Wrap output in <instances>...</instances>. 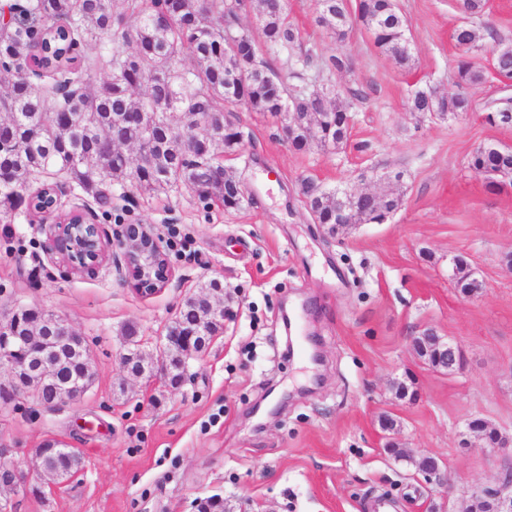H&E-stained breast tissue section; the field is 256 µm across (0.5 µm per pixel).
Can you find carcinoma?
<instances>
[{
    "mask_svg": "<svg viewBox=\"0 0 512 512\" xmlns=\"http://www.w3.org/2000/svg\"><path fill=\"white\" fill-rule=\"evenodd\" d=\"M133 0L132 17L116 13L112 0H25L18 20L0 25V66L9 76L8 89L0 92V212L8 215L25 200L37 174L66 176L70 185L107 206L113 183L147 192L191 186L198 199L227 209L242 205L246 195L233 174L215 176L224 154L235 153L241 134L234 124L224 125L225 103L247 101L246 110L288 120L295 114L299 125L294 148L310 146V121L319 120L317 146L339 150L347 140L338 126L351 116L350 104L336 85L300 87L288 91L285 78L269 67L263 54H294L301 44L298 28L288 16L285 0H258L256 14L263 40L243 27L241 19L250 5L226 7V0ZM317 22L342 16L330 29L336 38V55L328 69L345 66L342 52L357 25L371 35L374 45L400 64L411 54L404 44L409 22L396 0H356L348 11L345 0H317ZM168 14L165 23L160 16ZM111 40L93 56H74L79 46ZM462 49L457 65L461 84H476L484 73L470 53L484 39L468 23L451 33ZM132 41L133 53L122 45ZM192 59V67L182 65ZM494 69L512 79V44H498ZM110 73L99 80L97 74ZM245 72L246 81L235 84L229 72ZM146 88L143 98L135 96ZM411 112L469 110V100L451 95L437 103L429 92L418 91L408 104ZM156 117L152 131L138 118ZM304 194L312 214L321 224L336 223L335 194L309 185ZM200 291L182 304L172 326L195 325L200 335L214 336L224 329V313H211L212 295L221 284L199 285ZM62 384L50 385L77 398L75 382L84 376L78 355L67 353L58 363Z\"/></svg>",
    "mask_w": 512,
    "mask_h": 512,
    "instance_id": "carcinoma-1",
    "label": "carcinoma"
}]
</instances>
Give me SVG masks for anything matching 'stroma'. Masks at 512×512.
I'll return each instance as SVG.
<instances>
[{
	"label": "stroma",
	"mask_w": 512,
	"mask_h": 512,
	"mask_svg": "<svg viewBox=\"0 0 512 512\" xmlns=\"http://www.w3.org/2000/svg\"><path fill=\"white\" fill-rule=\"evenodd\" d=\"M397 4L409 20L407 64L359 26L345 45L348 67L315 73L351 104L343 149L295 150L280 119L235 109L226 118L241 143L224 166L246 191L240 208L204 206L183 188L113 186L97 221L109 232L153 226L174 272L161 292H133L113 249L95 273L71 272L27 207L0 215V312L65 318L84 336L93 373L85 394L47 405L15 388L0 363V465L35 481L45 443L81 456L54 490L1 487L13 512H200L214 496L227 512H373L380 497L395 512L440 501L468 512L473 487L496 481L503 452L461 441L473 418L512 436V190L490 191L468 156L487 141L512 144V125L484 119L486 103L504 94L492 58L498 43H512V0H486L471 20L458 0ZM288 11L305 48L321 60L335 54L316 0H288ZM469 20L491 35L475 54L483 81L461 86L451 32ZM428 88L464 94L473 109L442 119L409 111ZM375 169L403 174V202L386 222L336 234L314 222L304 183L362 189ZM456 256L482 284L473 297L448 274ZM211 279L224 285V330L191 358L190 379L171 387L154 343ZM130 325L145 338L152 377L121 363ZM427 328L459 346L460 371L433 369L412 350ZM383 415L394 431L381 430ZM391 440L409 460L389 454ZM423 454L447 470L448 496L412 465Z\"/></svg>",
	"instance_id": "35a3bbf8"
}]
</instances>
